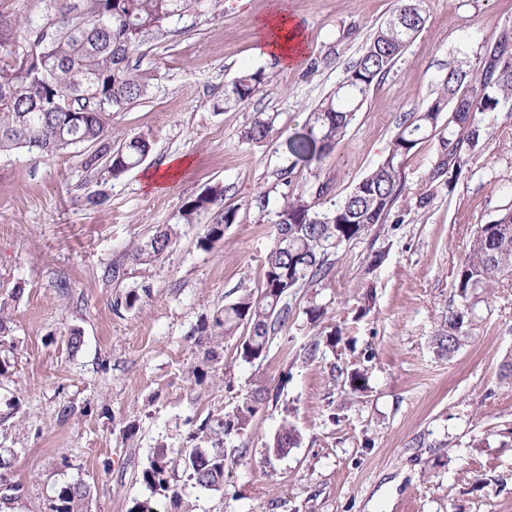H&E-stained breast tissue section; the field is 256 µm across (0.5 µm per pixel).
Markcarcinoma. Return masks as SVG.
Listing matches in <instances>:
<instances>
[{
    "label": "carcinoma",
    "instance_id": "cac0c4a2",
    "mask_svg": "<svg viewBox=\"0 0 512 512\" xmlns=\"http://www.w3.org/2000/svg\"><path fill=\"white\" fill-rule=\"evenodd\" d=\"M43 7L35 16L0 10V152L24 149L35 158L53 156L83 146L82 166L116 179L138 166L152 150L142 136L125 139L112 147L108 117L144 98L156 75L130 67L129 59L151 39L166 33L165 25L191 12L203 11L208 0H40ZM395 15L410 22L408 28L381 25L362 55L350 66L345 78L350 92L338 88L311 112L304 131L288 145L291 156L287 172L298 162L323 168L336 160V147L345 137L372 86L392 69L425 25L417 0H399ZM269 84L263 70L242 71L224 90V105L250 102ZM512 101V38L502 36L487 47L480 76L472 78L461 68L448 70L424 110L404 119L384 159L359 180L340 200L324 208L301 194L286 195L273 211L262 196L258 209L274 225L273 245L266 255L262 286L224 305L204 320L198 332L201 364L192 375L200 379L204 366L218 362L224 341L248 325L244 342L237 345L245 363L263 360L276 328L288 319V291L322 280L329 273L331 256L343 243L365 235L372 226L387 223L404 194L403 161L437 131L448 107L461 104L454 129L440 139V152L429 180H444L448 186L458 179L468 159V150L479 138L472 115L496 112ZM68 112H80L76 123ZM275 133L273 122L258 120L241 134L247 143H261ZM220 192L209 190L186 202L180 211L183 224H197L199 217L216 202ZM235 220L227 209L206 225L198 243L208 246L224 237V229ZM178 231L166 227L146 244L136 247V261L159 258L170 251ZM512 275V210L493 224L481 225L456 271L454 288L468 299L476 290L497 287ZM472 308L465 304L448 314V329L436 337L437 347L456 352L470 321ZM257 388L245 395L233 411L205 423L192 439L217 436L209 448H184L178 456L159 447L142 469L140 480L151 492L171 491L179 505L177 491L170 490L172 474L182 471L187 480L204 490L224 487V471L237 458L225 452L224 439L240 435L265 401ZM300 440L290 425L282 426L273 441L279 454H286ZM90 487L82 482L62 486L50 512H87Z\"/></svg>",
    "mask_w": 512,
    "mask_h": 512
}]
</instances>
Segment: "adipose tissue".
<instances>
[{
    "label": "adipose tissue",
    "instance_id": "1",
    "mask_svg": "<svg viewBox=\"0 0 512 512\" xmlns=\"http://www.w3.org/2000/svg\"><path fill=\"white\" fill-rule=\"evenodd\" d=\"M261 28L264 32L261 50L280 67L291 68L304 57L308 41L297 16L278 8L263 18Z\"/></svg>",
    "mask_w": 512,
    "mask_h": 512
}]
</instances>
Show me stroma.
<instances>
[{"label":"stroma","mask_w":512,"mask_h":512,"mask_svg":"<svg viewBox=\"0 0 512 512\" xmlns=\"http://www.w3.org/2000/svg\"><path fill=\"white\" fill-rule=\"evenodd\" d=\"M270 2L217 0L132 56L156 80L110 124L113 141H151L141 168L111 179L86 171L77 148L44 159L0 153V312L10 326L0 337V475L22 488L0 512H50L59 488L78 480L91 488L88 512H129L145 499L170 512L167 493L140 481L154 449L188 447L202 423L257 388L268 400L224 443L245 456L226 468L218 491L176 475L182 512H512V277L471 298L458 351L435 344L462 303L455 274L473 234L512 208V105L477 114L479 139L450 186L429 180L448 130L440 121L404 161L405 204L343 243L325 279L289 294L265 359L241 362L233 337L203 381L192 375L201 322L261 284L274 235L260 220L259 196L274 208L324 183L328 200L342 198L449 68L480 73L487 45L512 33V0H420L424 29L369 92L336 164L300 163L285 179L289 139L398 2L282 0L309 44L288 70L260 51L256 21ZM245 68L264 70L269 85L248 104L224 107L225 86ZM267 117L273 138L242 141ZM170 155L191 164L165 192L145 189L140 169ZM211 188L214 211L232 208L236 218L202 248L209 215L183 224L179 211ZM167 225L180 232L172 251L133 260L134 246ZM313 307L323 312L315 322ZM74 332L83 344L73 353ZM355 368L366 377L356 392L348 385ZM65 406L72 413L63 419ZM286 423L300 441L278 455L271 444Z\"/></svg>","instance_id":"1"}]
</instances>
